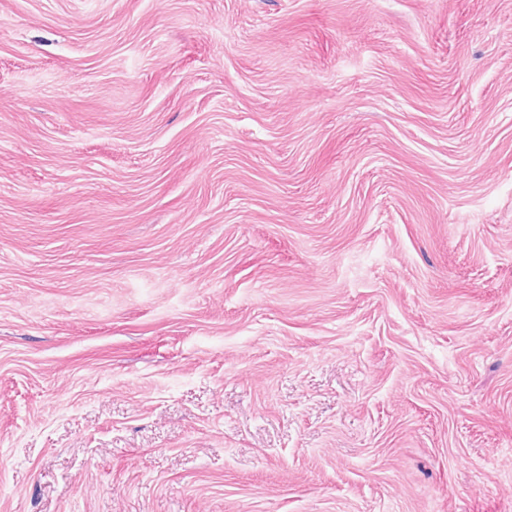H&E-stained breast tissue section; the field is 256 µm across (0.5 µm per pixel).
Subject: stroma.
<instances>
[{
	"mask_svg": "<svg viewBox=\"0 0 512 512\" xmlns=\"http://www.w3.org/2000/svg\"><path fill=\"white\" fill-rule=\"evenodd\" d=\"M0 512H512V0H0Z\"/></svg>",
	"mask_w": 512,
	"mask_h": 512,
	"instance_id": "obj_1",
	"label": "stroma"
}]
</instances>
